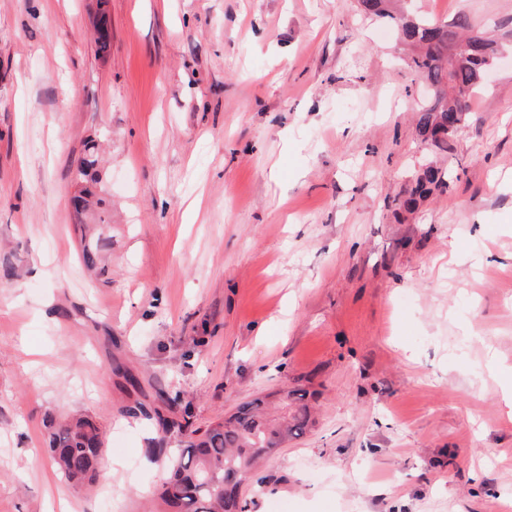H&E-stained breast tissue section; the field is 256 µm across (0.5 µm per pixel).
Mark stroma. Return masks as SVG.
<instances>
[{
	"instance_id": "stroma-1",
	"label": "stroma",
	"mask_w": 512,
	"mask_h": 512,
	"mask_svg": "<svg viewBox=\"0 0 512 512\" xmlns=\"http://www.w3.org/2000/svg\"><path fill=\"white\" fill-rule=\"evenodd\" d=\"M410 8L507 41L445 152L357 0H0V512H147L163 458L128 405L197 428L284 388L312 422L248 512H512V0ZM92 139L98 278L71 203ZM429 160L450 190L396 208ZM49 413L105 427L92 487Z\"/></svg>"
}]
</instances>
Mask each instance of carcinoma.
I'll list each match as a JSON object with an SVG mask.
<instances>
[{"label":"carcinoma","mask_w":512,"mask_h":512,"mask_svg":"<svg viewBox=\"0 0 512 512\" xmlns=\"http://www.w3.org/2000/svg\"><path fill=\"white\" fill-rule=\"evenodd\" d=\"M389 0H359L361 12L389 23L401 42L416 53L410 67L437 90L438 99L420 106L416 128L423 140L447 151L449 139L464 126L468 97L483 86L502 52L497 41L480 36L467 37L471 28L468 16L461 14L452 22L424 19L407 11H393ZM98 52H107L111 31L106 15L96 23ZM80 195L74 208L82 212L96 207L94 221L110 223V214L102 196V176L94 141L85 145L76 173ZM453 176L437 166L424 169L412 181L405 196L395 205L411 210L417 201L433 191L448 192ZM104 246L102 238L87 242L82 249L84 266L93 270ZM287 413L272 418L263 412L264 398L241 404L236 412L205 429H189L186 418H158V442L179 439L176 454L168 458L170 475L156 491L160 512H243L241 496L247 486L255 493L263 491L261 480H253L256 461L288 441L303 436L310 423L304 395L296 389L277 393ZM44 427L49 438L51 460L63 478L79 488L93 483L104 453L100 424L87 415H75L65 421L49 414Z\"/></svg>","instance_id":"carcinoma-1"}]
</instances>
